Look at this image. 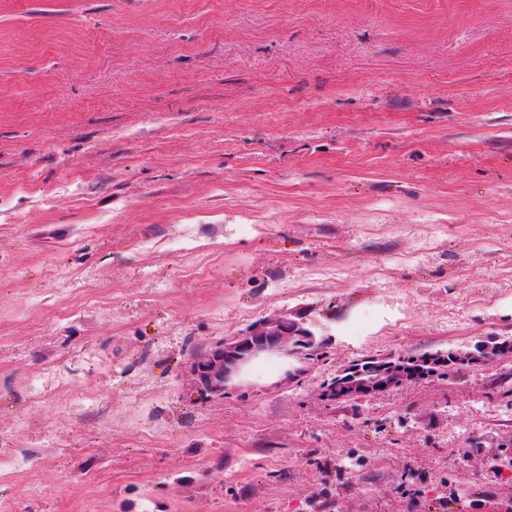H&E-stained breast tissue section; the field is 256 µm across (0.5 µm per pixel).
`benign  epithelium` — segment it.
Instances as JSON below:
<instances>
[{
	"instance_id": "obj_1",
	"label": "benign epithelium",
	"mask_w": 512,
	"mask_h": 512,
	"mask_svg": "<svg viewBox=\"0 0 512 512\" xmlns=\"http://www.w3.org/2000/svg\"><path fill=\"white\" fill-rule=\"evenodd\" d=\"M314 334L302 324L286 318L262 320L244 332L227 338L191 363V373L200 395L224 396L245 383L250 366L261 359L277 357L308 364L317 357ZM432 359L404 362L390 358L366 359L344 370L347 384L338 392L327 391L326 399L341 401L389 390L398 382L429 374Z\"/></svg>"
}]
</instances>
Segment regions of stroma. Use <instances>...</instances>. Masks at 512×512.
<instances>
[{"label": "stroma", "mask_w": 512, "mask_h": 512, "mask_svg": "<svg viewBox=\"0 0 512 512\" xmlns=\"http://www.w3.org/2000/svg\"><path fill=\"white\" fill-rule=\"evenodd\" d=\"M502 336L512 0H0V512H496L512 357L322 390ZM314 334L287 318L262 320L231 338L224 339L207 354L194 359L191 373L200 395L221 396L244 384L250 366L261 359L277 357L285 365V375L301 376L306 370L288 360L310 364L317 357ZM439 362L432 361L431 357L412 362H396L391 358H368L349 365L344 370L343 376H347V384L343 390L332 392L328 388L325 397L329 401H341L384 392L404 379L428 375L432 372V369L427 370L428 365Z\"/></svg>", "instance_id": "35a3bbf8"}]
</instances>
